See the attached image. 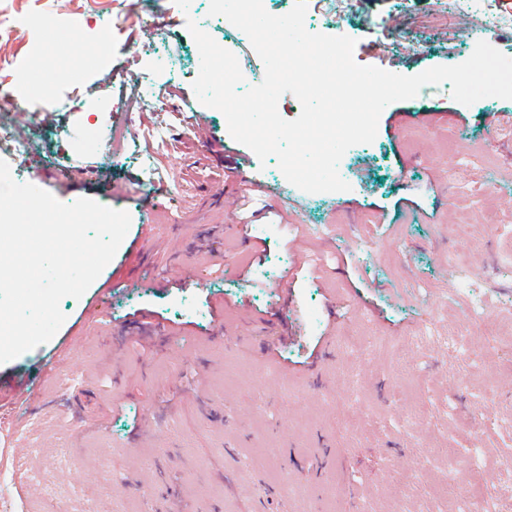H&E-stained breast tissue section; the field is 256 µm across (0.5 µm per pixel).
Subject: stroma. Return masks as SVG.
<instances>
[{"label": "stroma", "instance_id": "stroma-1", "mask_svg": "<svg viewBox=\"0 0 512 512\" xmlns=\"http://www.w3.org/2000/svg\"><path fill=\"white\" fill-rule=\"evenodd\" d=\"M342 1L307 0L305 22L360 64L412 76L480 40L512 58V24L448 0ZM208 8L0 0V122L32 146L13 179L131 216L55 336L0 364L38 380L28 413L0 410L17 512H512V123L489 120L512 100L423 87L347 150L350 191L306 193L197 100L187 19L264 77ZM56 349L64 382L40 370Z\"/></svg>", "mask_w": 512, "mask_h": 512}]
</instances>
